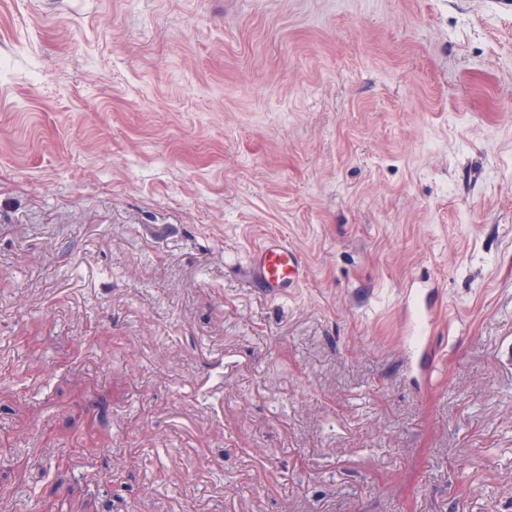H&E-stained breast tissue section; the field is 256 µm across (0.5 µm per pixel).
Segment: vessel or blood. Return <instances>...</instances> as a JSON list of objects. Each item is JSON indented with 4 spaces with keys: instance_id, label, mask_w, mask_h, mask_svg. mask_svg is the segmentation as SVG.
I'll return each mask as SVG.
<instances>
[{
    "instance_id": "vessel-or-blood-1",
    "label": "vessel or blood",
    "mask_w": 512,
    "mask_h": 512,
    "mask_svg": "<svg viewBox=\"0 0 512 512\" xmlns=\"http://www.w3.org/2000/svg\"><path fill=\"white\" fill-rule=\"evenodd\" d=\"M248 279L276 298L287 289L297 287L304 277L299 252L278 238H271L256 247L249 257Z\"/></svg>"
}]
</instances>
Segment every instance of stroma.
I'll return each instance as SVG.
<instances>
[{"label":"stroma","mask_w":512,"mask_h":512,"mask_svg":"<svg viewBox=\"0 0 512 512\" xmlns=\"http://www.w3.org/2000/svg\"><path fill=\"white\" fill-rule=\"evenodd\" d=\"M109 490L512 512V0H0V512ZM246 274L266 295L277 298L300 284L304 270L297 250L279 238H269L251 253Z\"/></svg>","instance_id":"35a3bbf8"}]
</instances>
